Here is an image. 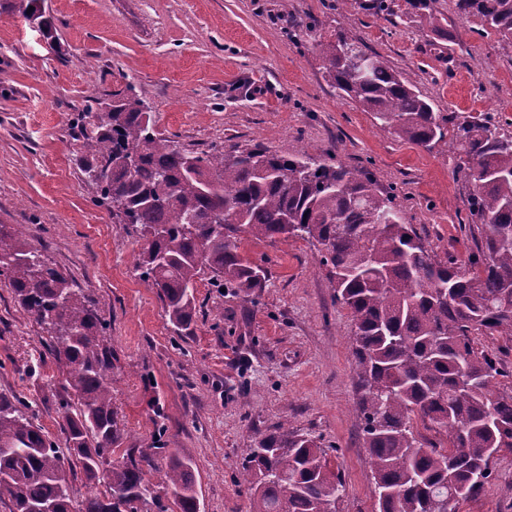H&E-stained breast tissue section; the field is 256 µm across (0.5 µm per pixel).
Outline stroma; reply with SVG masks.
I'll use <instances>...</instances> for the list:
<instances>
[{
	"instance_id": "stroma-1",
	"label": "stroma",
	"mask_w": 512,
	"mask_h": 512,
	"mask_svg": "<svg viewBox=\"0 0 512 512\" xmlns=\"http://www.w3.org/2000/svg\"><path fill=\"white\" fill-rule=\"evenodd\" d=\"M55 41L0 14V224L73 278L109 324L112 403L123 445L162 441L194 463L201 512H251L241 462L286 424L317 439L341 477L338 512H377L356 405L353 321L309 243L237 235L268 271L244 295L198 282L190 331L174 332L136 263L143 240L94 202L74 118L133 88L157 130L198 153L260 144L371 172L439 256L466 262L483 236L464 227L470 184L445 145L427 150L380 130L323 77L316 40L347 29L428 96L438 112H489L512 133V56L471 21L453 41L419 17H375L357 0H43ZM52 338L0 279V393L32 401L63 442L62 376ZM163 412V429L154 425ZM460 512H512V452Z\"/></svg>"
}]
</instances>
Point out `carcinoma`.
<instances>
[{
	"instance_id": "1",
	"label": "carcinoma",
	"mask_w": 512,
	"mask_h": 512,
	"mask_svg": "<svg viewBox=\"0 0 512 512\" xmlns=\"http://www.w3.org/2000/svg\"><path fill=\"white\" fill-rule=\"evenodd\" d=\"M435 0H369V14L397 11L443 32ZM32 12H27V9ZM461 20H479L512 54V0H455ZM0 13L23 17L47 38L56 30L41 0H0ZM324 74L340 94L373 114L377 126L427 150L438 143L471 184L469 217L484 235L467 263L441 258L405 223L395 195L362 169L305 152L279 155L256 145L235 155L187 153L155 127L134 93L112 110L87 111L80 167L102 169L87 185L147 239L136 263L157 289L172 328H189L204 271L245 294L267 270L239 252L244 228L258 240L298 238L317 247L336 302L354 324L361 397L357 415L373 461L379 512H459L491 475L492 452L512 450V395L500 390L498 357L475 333L512 336V135L488 113L434 111L430 99L346 31L320 39ZM38 262L24 261V257ZM0 276L17 302L53 339L66 374L60 400L64 445L51 440L32 405L0 394V504L9 512H200L190 458L155 446L121 449L112 406L114 364L108 324L73 281L52 267L18 224H0ZM445 437L421 435L414 420ZM164 455L159 483L147 474ZM78 466L105 490L73 502L63 477ZM253 512H337L342 484L316 441L280 426L253 444L242 464Z\"/></svg>"
}]
</instances>
